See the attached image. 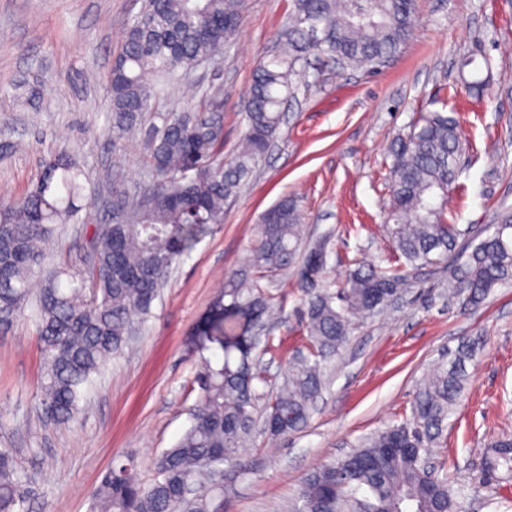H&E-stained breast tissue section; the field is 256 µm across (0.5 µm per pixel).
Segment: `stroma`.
<instances>
[{"instance_id":"1","label":"stroma","mask_w":512,"mask_h":512,"mask_svg":"<svg viewBox=\"0 0 512 512\" xmlns=\"http://www.w3.org/2000/svg\"><path fill=\"white\" fill-rule=\"evenodd\" d=\"M143 0H0V199L23 197L45 158L75 151L100 197L114 180L138 186L145 171L137 142L114 144L106 77L121 49L123 19ZM293 0H243L238 37L217 64L199 67L152 106L150 120L217 86L222 92L224 158L246 130L244 103L254 68L284 28ZM419 25L384 66L367 72L316 61L296 81L280 134L256 171L177 262L141 339L112 360L69 423L46 422L40 409L43 359L29 308L0 322V447L32 489L27 512H90L102 476L134 456L140 483L155 477L153 459L190 424L191 387L203 359L189 333L241 267L261 215L283 196L304 214L302 240L329 253L325 283L343 285L356 263L390 266L384 232L389 211L385 157L415 112L455 116L470 151L461 160L450 222L480 231L512 208V0H418ZM493 60L484 96L457 70L464 53ZM101 214L89 204L62 225L47 263L82 274ZM447 264L409 272L404 292L354 325L334 361L331 383L307 426L282 439L254 433L239 455L249 470L230 512H287L304 475L346 454L361 437L400 422L433 367L462 340L474 341L467 389L448 418L445 469L460 487L458 512H512V483L485 477L481 451L512 435V285L476 308L449 305ZM295 270L269 279L267 331L278 361L304 343Z\"/></svg>"}]
</instances>
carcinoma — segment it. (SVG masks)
I'll use <instances>...</instances> for the list:
<instances>
[{"label": "carcinoma", "instance_id": "carcinoma-1", "mask_svg": "<svg viewBox=\"0 0 512 512\" xmlns=\"http://www.w3.org/2000/svg\"><path fill=\"white\" fill-rule=\"evenodd\" d=\"M242 0H144L123 24V42L109 76L112 138L145 123L152 102L201 59L240 30ZM415 0H294L279 34L282 47L255 67L245 102L247 129L235 158L224 162V117L214 89L160 127L145 129L151 180L138 195L112 185L116 219L97 225L86 276L43 267L55 226L74 218L96 197L84 169L67 152L43 162L35 187L19 199H0V314L13 315L29 297L30 280L43 278L34 324L42 346L44 414L56 424L80 410L95 375L135 338L133 327L151 313L167 275L210 225L224 218V202L264 158L282 124L284 104L295 93L296 64L310 56L375 66L397 53L417 23ZM323 31L320 44L310 30ZM490 69L486 56L467 53L465 72ZM156 83L145 82L147 75ZM457 119L422 112L390 150L392 206L388 232L404 263L383 269L358 266L343 287L304 289L305 344L284 372L263 375L261 358L273 353L261 335L270 296L260 281L293 266L313 265L323 277L327 251L301 250L303 214L297 201L281 199L262 216L247 264L225 276L224 288L192 331L201 346L213 343L222 360L205 362L194 384L199 394L190 425L177 444L153 461L148 486L133 479L128 458L104 476L93 494V512H219L246 471L238 450L256 423L271 438L302 430L326 387L327 366L347 344L354 321L387 304L389 283H403L408 269L436 265L455 251L460 231L448 221V203L466 152ZM512 284V210L495 230L471 243L464 262L448 271V302L481 305L499 286ZM474 356L462 344L452 365L436 366L418 386L410 414L363 438L350 452L313 468L302 482L297 512H456L448 475L430 465L443 448L448 415L467 375L461 362ZM488 477L512 480V438L484 449ZM28 490L14 449L0 448V512H24Z\"/></svg>", "mask_w": 512, "mask_h": 512}]
</instances>
